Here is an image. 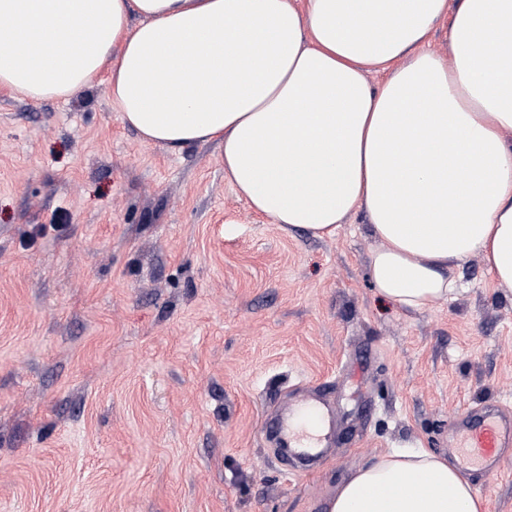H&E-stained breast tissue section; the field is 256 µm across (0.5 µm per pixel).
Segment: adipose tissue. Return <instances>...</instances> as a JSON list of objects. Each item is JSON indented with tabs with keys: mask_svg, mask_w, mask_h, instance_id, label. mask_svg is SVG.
I'll list each match as a JSON object with an SVG mask.
<instances>
[{
	"mask_svg": "<svg viewBox=\"0 0 512 512\" xmlns=\"http://www.w3.org/2000/svg\"><path fill=\"white\" fill-rule=\"evenodd\" d=\"M442 22L446 59L427 48ZM105 69L143 142H219L272 223L323 238L365 212L394 307L446 302L476 256L512 286V0H0V87L66 99ZM328 512L485 504L420 448L371 458Z\"/></svg>",
	"mask_w": 512,
	"mask_h": 512,
	"instance_id": "obj_1",
	"label": "adipose tissue"
}]
</instances>
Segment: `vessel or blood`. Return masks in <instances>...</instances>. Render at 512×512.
Segmentation results:
<instances>
[{"instance_id": "b4317fda", "label": "vessel or blood", "mask_w": 512, "mask_h": 512, "mask_svg": "<svg viewBox=\"0 0 512 512\" xmlns=\"http://www.w3.org/2000/svg\"><path fill=\"white\" fill-rule=\"evenodd\" d=\"M330 408L328 397L318 391L312 398L289 403L287 409L267 413L264 430L279 441L281 454L320 461L327 457L333 446L331 434L321 432L305 437L294 431L292 419L306 410L319 414ZM450 446L463 468H479L491 474L497 472L502 456L512 447V414L497 405L468 412L453 431Z\"/></svg>"}]
</instances>
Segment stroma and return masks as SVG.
<instances>
[{"label":"stroma","mask_w":512,"mask_h":512,"mask_svg":"<svg viewBox=\"0 0 512 512\" xmlns=\"http://www.w3.org/2000/svg\"><path fill=\"white\" fill-rule=\"evenodd\" d=\"M364 213L287 232L224 147L147 144L107 82L0 88V512H327L374 454L447 456L448 426L512 410V287L481 259L407 313L369 278ZM328 387L336 446L284 474L265 411ZM512 512V449L467 471Z\"/></svg>","instance_id":"35a3bbf8"}]
</instances>
